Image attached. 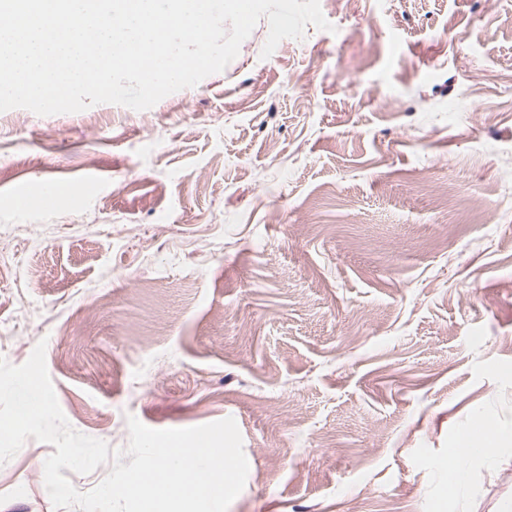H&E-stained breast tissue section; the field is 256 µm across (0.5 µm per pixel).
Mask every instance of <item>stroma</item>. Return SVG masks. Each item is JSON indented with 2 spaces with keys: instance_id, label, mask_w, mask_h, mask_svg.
Segmentation results:
<instances>
[{
  "instance_id": "stroma-1",
  "label": "stroma",
  "mask_w": 512,
  "mask_h": 512,
  "mask_svg": "<svg viewBox=\"0 0 512 512\" xmlns=\"http://www.w3.org/2000/svg\"><path fill=\"white\" fill-rule=\"evenodd\" d=\"M320 4L334 32L265 59L260 20L150 109L0 112V357L46 341L114 449L234 418L228 512H512V447L455 499L438 467L512 420V0ZM54 451L0 465V512H55Z\"/></svg>"
}]
</instances>
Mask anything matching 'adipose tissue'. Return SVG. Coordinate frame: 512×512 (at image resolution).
Instances as JSON below:
<instances>
[{
	"label": "adipose tissue",
	"mask_w": 512,
	"mask_h": 512,
	"mask_svg": "<svg viewBox=\"0 0 512 512\" xmlns=\"http://www.w3.org/2000/svg\"><path fill=\"white\" fill-rule=\"evenodd\" d=\"M476 436L483 439L488 449L511 447L512 423L490 409L483 413L478 432L467 430L457 437L455 449L439 464L443 474L453 477L455 490H462L468 481L471 464L477 457L472 449V439Z\"/></svg>",
	"instance_id": "obj_1"
}]
</instances>
